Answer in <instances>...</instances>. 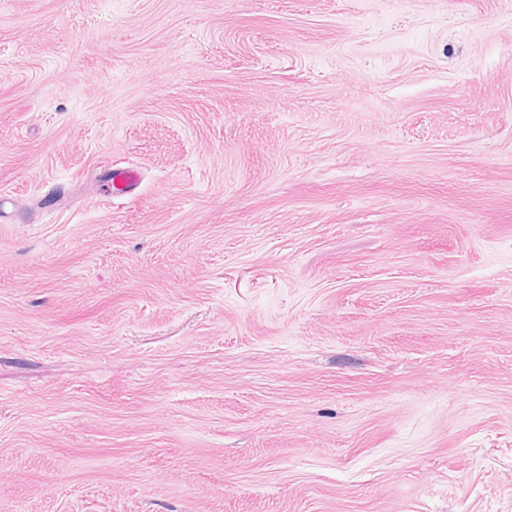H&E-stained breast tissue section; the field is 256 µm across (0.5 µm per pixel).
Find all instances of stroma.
Segmentation results:
<instances>
[{"instance_id": "obj_1", "label": "stroma", "mask_w": 512, "mask_h": 512, "mask_svg": "<svg viewBox=\"0 0 512 512\" xmlns=\"http://www.w3.org/2000/svg\"><path fill=\"white\" fill-rule=\"evenodd\" d=\"M0 197V512H512V0H0Z\"/></svg>"}]
</instances>
